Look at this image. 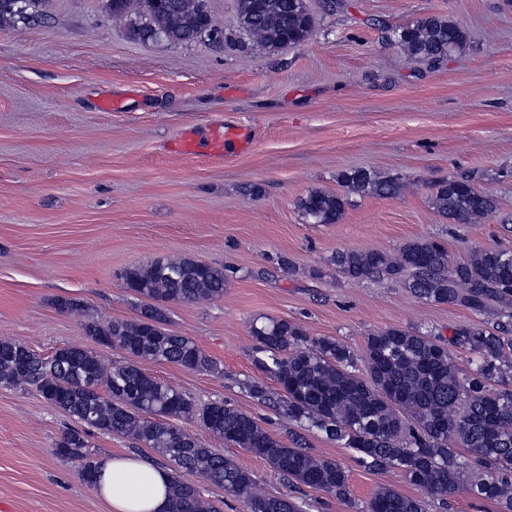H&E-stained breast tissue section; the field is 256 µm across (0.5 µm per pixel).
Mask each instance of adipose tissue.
<instances>
[{
  "instance_id": "ef3b65f1",
  "label": "adipose tissue",
  "mask_w": 512,
  "mask_h": 512,
  "mask_svg": "<svg viewBox=\"0 0 512 512\" xmlns=\"http://www.w3.org/2000/svg\"><path fill=\"white\" fill-rule=\"evenodd\" d=\"M170 470L137 456L114 455L100 463L94 491L113 512H168Z\"/></svg>"
}]
</instances>
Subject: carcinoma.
<instances>
[{"label":"carcinoma","mask_w":512,"mask_h":512,"mask_svg":"<svg viewBox=\"0 0 512 512\" xmlns=\"http://www.w3.org/2000/svg\"><path fill=\"white\" fill-rule=\"evenodd\" d=\"M202 0H111L112 17L134 15L133 32L143 40L198 41V29L214 25ZM237 23L247 36L272 51L301 45L314 17L307 0H237ZM385 37L413 61L440 63L461 51L468 34L441 15L420 17ZM343 187L389 197L403 187L399 177L381 179L367 169L341 174ZM434 209L450 224H476L499 208L492 194L469 177L441 181L431 196ZM348 199L311 191L297 208L312 224H337ZM332 264L345 277L402 279L420 299L483 311L495 302L504 323L456 327L448 340L420 331L389 327L368 336L364 369L347 346L329 337H310L298 324L269 319L252 325L253 361L277 390L258 384L251 394L308 430L345 442L371 468H392L426 495L457 492L474 471L468 492L512 512V390L492 387L512 369V252L484 249L463 261L451 259L445 244L418 239L391 254L345 249ZM126 287L147 304L133 321L91 319L84 324L96 342L117 347L130 360L107 365L98 355L66 347L43 357L28 347L0 340V385L30 386L73 419L107 434L130 436L165 457L173 468L169 512H218L180 473L198 474L243 500L246 512H300L286 495L256 491L254 474L235 460L202 446L170 423L196 421L213 436L265 460L280 475L349 499L342 466L318 458L298 435L286 445L251 415L213 402L202 407L176 387L144 372L143 360L167 362L189 372H209L213 359L189 337L164 323L170 302H204L224 296V271L190 258L160 259L123 273ZM474 355L470 371L458 367L454 351ZM55 454L78 464V475L93 484L98 463L91 459L85 431L72 428L55 444ZM467 457H462V452ZM366 512H427L424 499L380 489Z\"/></svg>","instance_id":"obj_1"}]
</instances>
